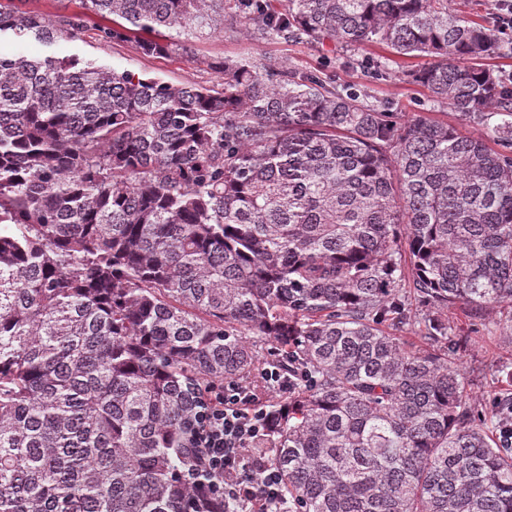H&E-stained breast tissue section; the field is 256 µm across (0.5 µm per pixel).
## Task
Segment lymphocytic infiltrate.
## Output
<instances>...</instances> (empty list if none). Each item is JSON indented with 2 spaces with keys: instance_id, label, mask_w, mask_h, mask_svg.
Wrapping results in <instances>:
<instances>
[{
  "instance_id": "1",
  "label": "lymphocytic infiltrate",
  "mask_w": 512,
  "mask_h": 512,
  "mask_svg": "<svg viewBox=\"0 0 512 512\" xmlns=\"http://www.w3.org/2000/svg\"><path fill=\"white\" fill-rule=\"evenodd\" d=\"M271 423L256 389L234 380L206 386L195 439L203 471L218 478L225 498L250 503L253 512H273L280 498L277 472L249 454L251 443L264 438Z\"/></svg>"
}]
</instances>
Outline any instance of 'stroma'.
<instances>
[{"mask_svg": "<svg viewBox=\"0 0 512 512\" xmlns=\"http://www.w3.org/2000/svg\"><path fill=\"white\" fill-rule=\"evenodd\" d=\"M97 21H90L80 38L63 39L44 44L28 38L22 41L5 36L0 38V53L26 57H74L119 72L128 71L137 76L158 78L182 86L221 88L224 74L220 68L224 58L259 57L277 62L297 71L335 78L340 84L366 87L372 95L390 102L396 112H433L438 118L456 123L455 114L446 106L434 104L429 92L421 85L405 82L402 71L423 66L420 58H401L391 64L390 73L376 78L379 61L386 58L387 50L368 46L360 50L359 65L347 67L348 55L343 50L317 47L301 41L279 37L259 40L250 30L237 29L232 33H215L193 42L189 52L170 55H142L130 41H106L98 31ZM448 319L457 333L466 336L467 344L457 355V362L465 370L475 373L470 389L471 399L479 405L511 385L502 382L494 367L497 359L512 362V343L503 338L507 325L512 324V309L498 307L487 310L483 317L474 318L461 308L451 309Z\"/></svg>", "mask_w": 512, "mask_h": 512, "instance_id": "stroma-1", "label": "stroma"}]
</instances>
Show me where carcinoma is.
Segmentation results:
<instances>
[{
  "mask_svg": "<svg viewBox=\"0 0 512 512\" xmlns=\"http://www.w3.org/2000/svg\"><path fill=\"white\" fill-rule=\"evenodd\" d=\"M15 2L0 36L47 44L95 16L146 56L245 27L427 57L407 80L486 132L261 60L215 90L0 54V512H234L192 447L201 381L269 364L278 512H512V395L471 403L448 320L512 307L495 31L448 0ZM16 3L23 10L40 12L52 20L79 11L78 3L75 0H25Z\"/></svg>",
  "mask_w": 512,
  "mask_h": 512,
  "instance_id": "1",
  "label": "carcinoma"
}]
</instances>
